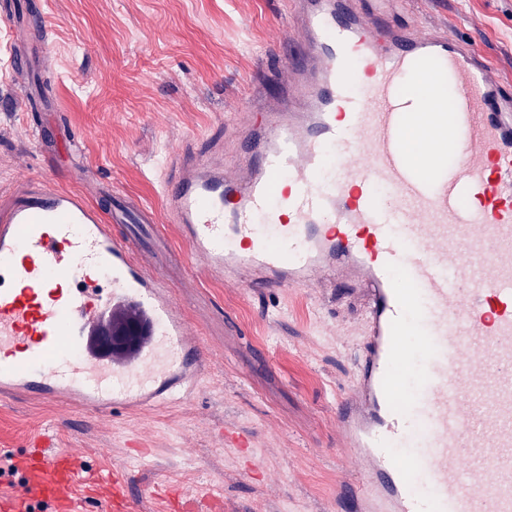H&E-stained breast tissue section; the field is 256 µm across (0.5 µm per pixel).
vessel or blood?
Returning <instances> with one entry per match:
<instances>
[{"instance_id": "b4317fda", "label": "vessel or blood", "mask_w": 512, "mask_h": 512, "mask_svg": "<svg viewBox=\"0 0 512 512\" xmlns=\"http://www.w3.org/2000/svg\"><path fill=\"white\" fill-rule=\"evenodd\" d=\"M364 4L286 0L303 34L287 84L237 125L248 149L234 168L207 153L175 163L165 212L206 274L256 288L322 274L365 297L336 412L351 512H512V89L468 43ZM115 221L51 174L0 209L1 398L107 412L198 383L200 338ZM127 305L148 343L125 361L100 356L92 336ZM411 333L419 350L403 344ZM69 482L55 451L22 492L59 501Z\"/></svg>"}]
</instances>
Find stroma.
<instances>
[{"label":"stroma","instance_id":"35a3bbf8","mask_svg":"<svg viewBox=\"0 0 512 512\" xmlns=\"http://www.w3.org/2000/svg\"><path fill=\"white\" fill-rule=\"evenodd\" d=\"M52 35L24 78L11 69L12 22L0 12V208L23 180L161 214L168 161L223 143L268 69L288 79L301 39L282 0H31ZM423 25L467 40L512 86V0H406ZM40 92L63 130L40 139L28 97ZM134 257L162 274L208 354L184 400L103 414L66 402L0 401V458L24 463L37 442L75 454L74 512H100L112 470L133 479L129 512H168L177 491L221 512H337L348 479L336 406L353 382L362 300L327 286L254 289L190 267L177 225L143 229ZM248 434L236 448L225 430Z\"/></svg>","mask_w":512,"mask_h":512}]
</instances>
